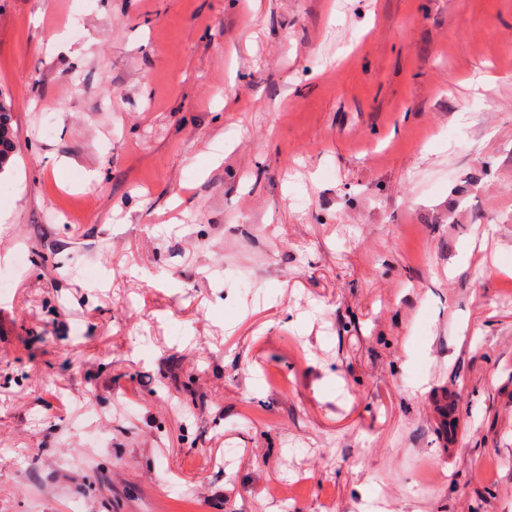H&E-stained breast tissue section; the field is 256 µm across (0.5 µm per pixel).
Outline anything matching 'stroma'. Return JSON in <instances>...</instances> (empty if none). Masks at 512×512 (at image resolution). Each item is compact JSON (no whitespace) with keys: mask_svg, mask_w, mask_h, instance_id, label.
<instances>
[{"mask_svg":"<svg viewBox=\"0 0 512 512\" xmlns=\"http://www.w3.org/2000/svg\"><path fill=\"white\" fill-rule=\"evenodd\" d=\"M75 3L0 0V512H512V0ZM15 130L13 128V104L0 97V174L12 162L14 155Z\"/></svg>","mask_w":512,"mask_h":512,"instance_id":"obj_1","label":"stroma"}]
</instances>
